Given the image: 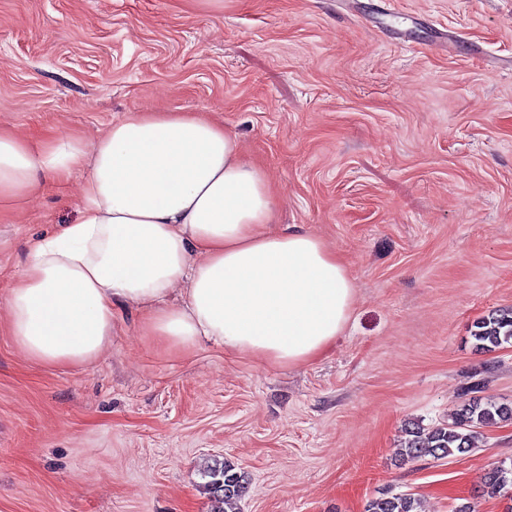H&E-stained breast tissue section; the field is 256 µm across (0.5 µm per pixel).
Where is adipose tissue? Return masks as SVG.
<instances>
[{
	"label": "adipose tissue",
	"mask_w": 512,
	"mask_h": 512,
	"mask_svg": "<svg viewBox=\"0 0 512 512\" xmlns=\"http://www.w3.org/2000/svg\"><path fill=\"white\" fill-rule=\"evenodd\" d=\"M84 173L78 223L29 245L7 295L8 332L31 360L79 367L112 343L126 308L157 344L212 343L281 365L341 336L356 288L345 259L276 229L274 188L237 136L203 112H131L95 141H34L0 128V211L47 181ZM180 302H169L176 284Z\"/></svg>",
	"instance_id": "adipose-tissue-1"
}]
</instances>
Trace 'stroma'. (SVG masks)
Masks as SVG:
<instances>
[{
    "instance_id": "1",
    "label": "stroma",
    "mask_w": 512,
    "mask_h": 512,
    "mask_svg": "<svg viewBox=\"0 0 512 512\" xmlns=\"http://www.w3.org/2000/svg\"><path fill=\"white\" fill-rule=\"evenodd\" d=\"M455 33L456 46L436 51ZM512 0H0V127L94 141L130 112H204L276 189L280 227L325 240L356 288L322 356L189 353L115 322L92 364L50 367L7 332L29 242L77 223L81 176L0 216V512H210L204 466L245 471L241 512H504L477 495L512 424L467 454L402 458L466 389L512 401ZM473 338L482 350L495 351L512 343V311L489 313L476 323ZM366 512H421L417 497L396 494L375 499L367 505Z\"/></svg>"
}]
</instances>
